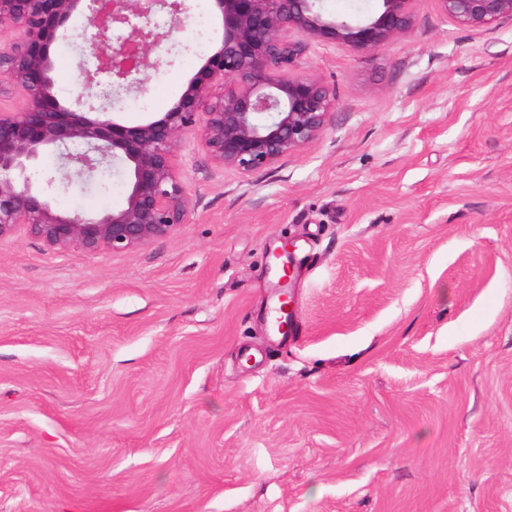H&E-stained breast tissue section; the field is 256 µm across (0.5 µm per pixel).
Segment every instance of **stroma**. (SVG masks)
<instances>
[{"label":"stroma","mask_w":512,"mask_h":512,"mask_svg":"<svg viewBox=\"0 0 512 512\" xmlns=\"http://www.w3.org/2000/svg\"><path fill=\"white\" fill-rule=\"evenodd\" d=\"M152 73L167 111L218 46ZM73 16L51 47L74 100ZM325 131L248 175L175 152L197 206L130 252L0 239V512H512V20L421 0L370 54L302 43ZM58 192L65 211L118 208ZM289 272L292 330L267 321Z\"/></svg>","instance_id":"stroma-1"}]
</instances>
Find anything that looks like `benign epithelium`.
<instances>
[{
	"mask_svg": "<svg viewBox=\"0 0 512 512\" xmlns=\"http://www.w3.org/2000/svg\"><path fill=\"white\" fill-rule=\"evenodd\" d=\"M214 2L220 44L167 112L126 126L114 119V98L146 92L148 70L172 64L189 21L185 0H0V31L19 33L0 48V81L27 102L22 112H0V239L24 232L59 251L127 252L176 233L195 208L172 161L187 135L214 163L243 175L303 152L326 129L337 98L335 88L293 71L294 38L373 53L411 34L421 0H378L377 12L359 20L325 14L322 0ZM437 2L463 27L512 19V0ZM161 11L170 17L165 28L153 22ZM76 12L94 29L83 40L96 67L81 70L72 108L54 95L50 47ZM49 152L59 167L32 177ZM116 158L127 179L123 207L70 213L54 206L59 170L69 185L93 186Z\"/></svg>",
	"mask_w": 512,
	"mask_h": 512,
	"instance_id": "benign-epithelium-1",
	"label": "benign epithelium"
}]
</instances>
